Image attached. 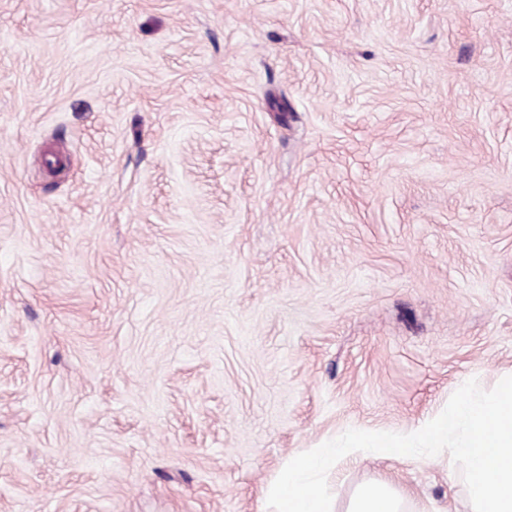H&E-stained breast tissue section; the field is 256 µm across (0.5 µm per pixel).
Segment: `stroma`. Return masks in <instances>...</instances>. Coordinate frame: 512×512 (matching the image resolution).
I'll use <instances>...</instances> for the list:
<instances>
[{"label": "stroma", "instance_id": "35a3bbf8", "mask_svg": "<svg viewBox=\"0 0 512 512\" xmlns=\"http://www.w3.org/2000/svg\"><path fill=\"white\" fill-rule=\"evenodd\" d=\"M507 376L512 0H0V512H264Z\"/></svg>", "mask_w": 512, "mask_h": 512}]
</instances>
